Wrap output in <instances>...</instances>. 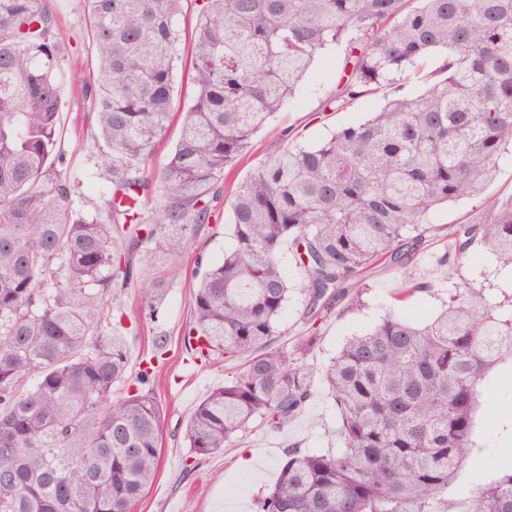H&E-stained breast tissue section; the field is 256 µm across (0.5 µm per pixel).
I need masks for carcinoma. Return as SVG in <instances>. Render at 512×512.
<instances>
[{
  "label": "carcinoma",
  "mask_w": 512,
  "mask_h": 512,
  "mask_svg": "<svg viewBox=\"0 0 512 512\" xmlns=\"http://www.w3.org/2000/svg\"><path fill=\"white\" fill-rule=\"evenodd\" d=\"M191 93L173 147L182 0H86L96 75L84 85L108 172L105 217L73 206L53 168L65 54L52 0H0V512H133L154 480L162 409L153 360L128 376L121 291L146 243L177 258L210 223L224 170L285 108L319 54L343 51L324 111L342 112L436 53L401 95L317 143L288 142L239 186L233 246L198 263L184 344L207 364L242 358L186 426L191 464L254 422L281 433L313 372L274 346L293 248L316 320L368 267L412 262L436 208L477 199L512 147V0H198ZM512 268V196L450 226ZM121 239L127 250L114 248ZM166 279L145 281L152 315ZM512 356V309L456 283L434 320L387 313L323 370L342 447L291 443L260 512H436L471 447L486 373ZM468 512H512V470Z\"/></svg>",
  "instance_id": "cac0c4a2"
}]
</instances>
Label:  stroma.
I'll list each match as a JSON object with an SVG mask.
<instances>
[{
  "label": "stroma",
  "instance_id": "1",
  "mask_svg": "<svg viewBox=\"0 0 512 512\" xmlns=\"http://www.w3.org/2000/svg\"><path fill=\"white\" fill-rule=\"evenodd\" d=\"M57 37L65 50L64 105L60 116L57 150L65 158L57 171L75 184L74 204L83 212L103 211L99 189L104 171L94 145L96 120L82 94V83L92 74L94 52L86 37L85 0H56ZM439 59L430 55L419 63V73L433 71ZM340 69L338 51H323L296 90L290 103L271 120L277 135L256 133L248 149L226 172L220 210L211 223L199 227L179 258V276L167 289L158 316H150L138 290L142 281L152 278L157 266L149 264L145 250L134 258L137 276L120 297L129 323L127 346L132 363L150 357L156 341L166 343V353L158 365L153 391L162 407L159 440L160 463L154 481L143 491L134 512H258L257 500L275 483L277 463L287 443H298L305 451L322 452L338 446L337 414L332 395L321 374L350 336L372 328L390 310L416 322H424L439 313L452 286L447 268H455L474 284H491L493 294L512 296V285L499 275L496 262L482 246H475L463 258L453 255V240L448 233L452 224L476 220L488 198L512 196V152L503 155L495 180L482 199L451 204L428 217L427 242L415 260L397 273L379 267L369 268L348 295L335 301L316 324H308L303 273L291 251H284L283 265L288 274V302L280 320L275 344L295 348L307 337L315 342L303 362L313 371L312 396L304 412L282 434L254 429L230 443L223 452L200 460L194 470H186L188 454L185 430L196 405L213 389L222 386L239 368L238 362L216 358L201 366L195 363L183 345V331L192 318L191 300L198 276V260L217 262L232 246L226 210L237 186L283 146L279 132L299 144L314 143L333 130L367 119L378 111L384 99L396 95H417L423 84L419 73H408L394 83L357 100L343 112H327L323 106L336 88ZM447 266H440V257ZM428 282L430 291L414 294L405 303H397L395 293L404 283ZM512 357L505 358L486 377L478 398L472 446L462 466L437 505L439 512H467L470 493L493 482L499 472L512 465ZM251 453L253 463L243 468L239 460Z\"/></svg>",
  "mask_w": 512,
  "mask_h": 512
}]
</instances>
